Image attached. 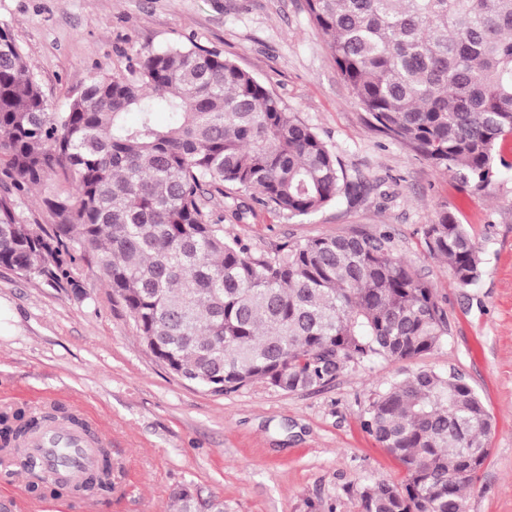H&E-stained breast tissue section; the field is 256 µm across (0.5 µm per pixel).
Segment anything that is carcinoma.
<instances>
[{
  "mask_svg": "<svg viewBox=\"0 0 512 512\" xmlns=\"http://www.w3.org/2000/svg\"><path fill=\"white\" fill-rule=\"evenodd\" d=\"M306 9L370 126L472 191L512 169L500 149L512 138V0H306ZM161 110L175 122L157 125ZM0 157L10 184L0 193V266L82 298L71 270L85 261L152 354L186 381L220 377L218 394L256 382L316 389L351 365L429 354L448 336L434 288L386 234L296 240L271 254L224 235L206 186L252 190L278 213L308 216L357 198L361 185L254 74L195 44L145 51L135 80L94 75L54 113L1 25ZM58 169L71 188L48 201L55 223L19 221L12 191ZM424 238L458 286L477 282L481 248L452 213L439 212ZM37 426L21 409L0 414L7 432ZM363 426L407 480L364 484L362 512H462L492 422L461 375L409 373L376 394ZM96 469L94 494L59 472L32 490L106 500L104 448ZM172 512H224V501L188 485Z\"/></svg>",
  "mask_w": 512,
  "mask_h": 512,
  "instance_id": "cac0c4a2",
  "label": "carcinoma"
}]
</instances>
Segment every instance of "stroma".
Segmentation results:
<instances>
[{
    "label": "stroma",
    "mask_w": 512,
    "mask_h": 512,
    "mask_svg": "<svg viewBox=\"0 0 512 512\" xmlns=\"http://www.w3.org/2000/svg\"><path fill=\"white\" fill-rule=\"evenodd\" d=\"M49 108L67 111L92 75L134 78L140 53L194 43L252 72L342 160L363 194L308 217L276 213L252 191L244 222L224 233L253 251L288 240L388 234L394 252L436 289L448 334L411 360L349 367L332 383L284 393L255 383L229 395L174 376L139 340L112 290L83 261L88 297L0 267V412L56 402L82 408L106 434L115 489L95 512H170L192 486L224 512H362L370 479L405 481L403 466L364 431L375 391L419 368L455 371L492 416L489 455L464 492L466 512H512V170L462 190L411 149L374 131L340 77L305 0H0ZM62 176L15 193L22 220L52 223ZM466 224L483 252L472 286L432 259L424 228L440 211ZM0 512H74L0 471Z\"/></svg>",
    "instance_id": "stroma-1"
}]
</instances>
